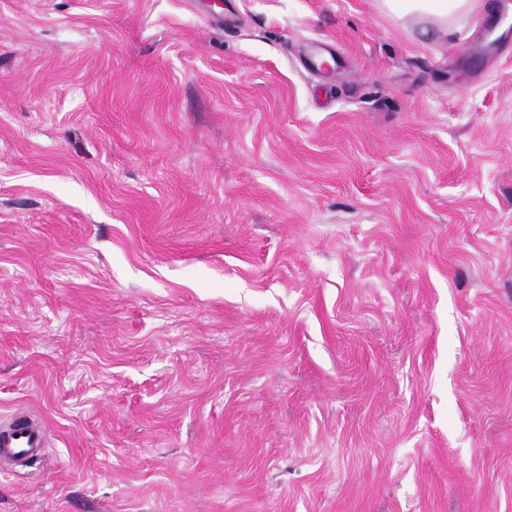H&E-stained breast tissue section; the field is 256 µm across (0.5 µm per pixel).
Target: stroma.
<instances>
[{
  "label": "stroma",
  "mask_w": 512,
  "mask_h": 512,
  "mask_svg": "<svg viewBox=\"0 0 512 512\" xmlns=\"http://www.w3.org/2000/svg\"><path fill=\"white\" fill-rule=\"evenodd\" d=\"M493 14L0 0V512H512ZM47 447L46 428L38 422L17 417L0 426V465L17 470L42 457Z\"/></svg>",
  "instance_id": "stroma-1"
}]
</instances>
